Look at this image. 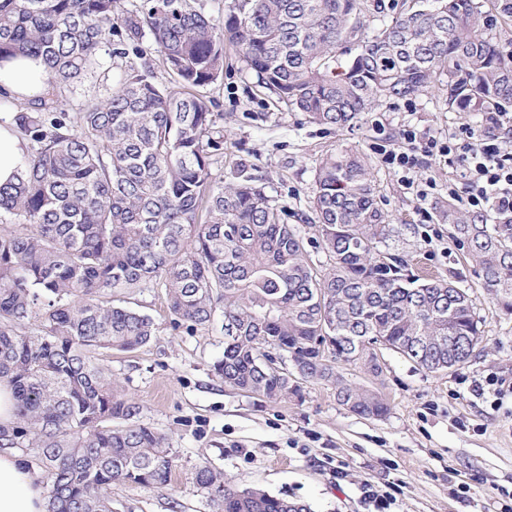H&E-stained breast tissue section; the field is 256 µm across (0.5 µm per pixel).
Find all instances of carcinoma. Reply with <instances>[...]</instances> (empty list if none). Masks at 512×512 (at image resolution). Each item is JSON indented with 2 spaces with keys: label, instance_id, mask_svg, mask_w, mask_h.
Here are the masks:
<instances>
[{
  "label": "carcinoma",
  "instance_id": "1",
  "mask_svg": "<svg viewBox=\"0 0 512 512\" xmlns=\"http://www.w3.org/2000/svg\"><path fill=\"white\" fill-rule=\"evenodd\" d=\"M410 0L374 24L363 0H232L223 21L196 0H0V62L42 60L47 91L19 104L28 141L15 180L0 185V380L17 421L0 448L42 469L48 512H112L114 483L169 481L176 456L100 363L155 335L153 319L112 298L162 288L174 326L224 330L215 371L224 386L275 403L301 397L298 380L336 385L341 405L382 417L379 394L344 382L339 365L378 377L389 350L429 373L462 366L481 339L465 289L389 241L371 164L341 150L321 158L311 200L315 266L288 206L245 164L212 177L224 154L213 100L224 45L288 110L341 130L374 106L428 92L448 77L464 112L512 111V0ZM150 35L170 84L128 69L78 112L58 110L118 35ZM440 220L480 266L484 288L512 312V221L489 222L450 203ZM194 480L217 512H309L301 501L238 489L199 467Z\"/></svg>",
  "mask_w": 512,
  "mask_h": 512
}]
</instances>
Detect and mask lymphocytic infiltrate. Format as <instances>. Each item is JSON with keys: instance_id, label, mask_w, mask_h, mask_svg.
Here are the masks:
<instances>
[{"instance_id": "1", "label": "lymphocytic infiltrate", "mask_w": 512, "mask_h": 512, "mask_svg": "<svg viewBox=\"0 0 512 512\" xmlns=\"http://www.w3.org/2000/svg\"><path fill=\"white\" fill-rule=\"evenodd\" d=\"M507 129H512V113L490 111L479 127L461 126L444 136L404 127L398 147L382 145L377 152L420 200L428 199L435 182H419L417 173L430 158L440 156L454 171L448 181L449 198L486 215L512 216V140L503 136Z\"/></svg>"}]
</instances>
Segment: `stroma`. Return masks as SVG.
I'll list each match as a JSON object with an SVG mask.
<instances>
[{"mask_svg": "<svg viewBox=\"0 0 512 512\" xmlns=\"http://www.w3.org/2000/svg\"><path fill=\"white\" fill-rule=\"evenodd\" d=\"M112 47L113 55L103 58L108 82L84 79L62 109L75 112L83 97L105 94L131 67L151 68L159 82H168L150 37H143L137 53L125 51L117 37ZM224 57L223 82L206 89L224 131V155L212 167L214 177L231 182L238 165L247 164L267 194L300 215L297 228L308 240L315 235L309 219L317 163L343 149L369 156L380 204L399 230L396 246L467 289L482 341L467 364L439 373L387 350L380 378L343 369L346 380L387 399L389 412L369 418L342 406L335 387L323 381H303L302 399L278 403L225 387L214 370L224 353L221 326L176 329L162 289L127 295L128 306L151 316L156 334L137 350L104 354L101 363L139 404L140 422L165 436L177 465L163 486L113 484L112 512H213L194 481L204 465L238 487L302 500L311 512H362L359 497L366 485L391 494L390 512H502L503 505L512 506V395L496 397L489 384L495 376L512 378V313L490 299L480 268L435 217L448 200L447 162L432 159L418 172L419 179L436 182L425 207L373 149L379 122L394 140L407 125L441 132L478 122L480 114L450 103L443 84L382 103L350 127L331 130L279 104L243 70L232 47H225ZM340 468L348 473L346 481L336 479Z\"/></svg>", "mask_w": 512, "mask_h": 512, "instance_id": "1", "label": "stroma"}]
</instances>
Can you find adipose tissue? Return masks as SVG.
Instances as JSON below:
<instances>
[{"mask_svg": "<svg viewBox=\"0 0 512 512\" xmlns=\"http://www.w3.org/2000/svg\"><path fill=\"white\" fill-rule=\"evenodd\" d=\"M45 89L40 60L15 58L0 64V90L14 98H32ZM27 154L13 113L0 118V185L12 180ZM0 512H47V495L38 472L14 449H0Z\"/></svg>", "mask_w": 512, "mask_h": 512, "instance_id": "1", "label": "adipose tissue"}]
</instances>
